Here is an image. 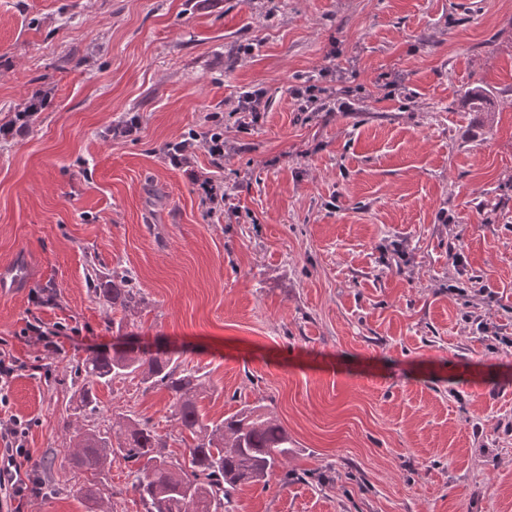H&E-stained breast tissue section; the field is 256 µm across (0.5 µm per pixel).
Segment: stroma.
<instances>
[{
    "label": "stroma",
    "mask_w": 512,
    "mask_h": 512,
    "mask_svg": "<svg viewBox=\"0 0 512 512\" xmlns=\"http://www.w3.org/2000/svg\"><path fill=\"white\" fill-rule=\"evenodd\" d=\"M326 68L365 88L353 111L291 98ZM214 115L222 167L171 166L166 144ZM194 171L223 179V212ZM19 257L0 349L25 368L0 415L32 422L27 470L117 412L178 434L168 392L130 381L67 416L68 364L129 342L205 373L210 418L262 399L294 440L235 512H512V346L476 328L512 339V0H0V267ZM92 262L144 293L121 328ZM38 320L79 332L48 351L20 336ZM85 480L52 469L61 493L24 512H85ZM265 91L263 88H255L247 92V96L241 97L238 101L237 112H248L250 122H243L244 125L256 123L260 112H266L267 102L264 103Z\"/></svg>",
    "instance_id": "1"
}]
</instances>
